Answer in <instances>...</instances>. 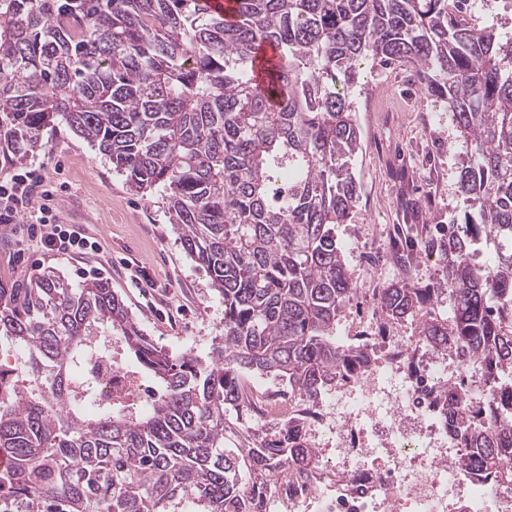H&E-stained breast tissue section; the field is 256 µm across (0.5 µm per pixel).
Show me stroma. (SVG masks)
Masks as SVG:
<instances>
[{
	"label": "stroma",
	"mask_w": 512,
	"mask_h": 512,
	"mask_svg": "<svg viewBox=\"0 0 512 512\" xmlns=\"http://www.w3.org/2000/svg\"><path fill=\"white\" fill-rule=\"evenodd\" d=\"M349 98L361 133L352 161L360 193L337 234L358 290L341 314L339 333L362 336L388 327L411 336L413 325L385 318L374 291L397 281L438 287V257L423 245L459 211L458 174L470 146L446 105L428 95L412 70L366 69ZM34 163L56 189L62 221L95 238L100 251L62 257L32 249L20 258L13 236L2 232L0 286L28 288L50 271L75 286L107 279L147 336L171 352L208 358L224 301L185 255L159 192L131 193L108 160L64 128L47 135ZM140 269L149 284L132 281Z\"/></svg>",
	"instance_id": "35a3bbf8"
}]
</instances>
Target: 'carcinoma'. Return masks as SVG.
<instances>
[{"label":"carcinoma","mask_w":512,"mask_h":512,"mask_svg":"<svg viewBox=\"0 0 512 512\" xmlns=\"http://www.w3.org/2000/svg\"><path fill=\"white\" fill-rule=\"evenodd\" d=\"M0 0V170L65 125L136 194L164 193L189 259L224 299L208 360L153 343L104 279L49 273L0 288V336L31 352L27 384L0 400V512H248L267 448H226L240 384L274 377L316 403L368 359L337 335L357 291L336 226L360 187L347 92L361 61L415 70L470 145L464 209L431 240L442 287L395 283L380 307L428 345L483 365L503 395L485 426L466 392L440 412L462 465L512 464V37L477 27L469 0ZM264 43L276 60L258 82ZM487 255L473 260L475 247ZM448 295L450 313L428 306ZM127 350L160 396L99 406L84 363ZM279 460L309 463L296 424Z\"/></svg>","instance_id":"cac0c4a2"}]
</instances>
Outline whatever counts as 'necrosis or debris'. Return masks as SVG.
<instances>
[{"instance_id":"1","label":"necrosis or debris","mask_w":512,"mask_h":512,"mask_svg":"<svg viewBox=\"0 0 512 512\" xmlns=\"http://www.w3.org/2000/svg\"><path fill=\"white\" fill-rule=\"evenodd\" d=\"M372 360L337 385L325 403L307 407L249 384L238 403L239 443L263 442L282 419L295 420L316 455L314 467H273L251 496L261 512H512V480L466 470V450L438 401L459 381L469 386L470 414L497 409L478 367L414 336H358ZM100 403L147 409L150 386L114 357L92 360Z\"/></svg>"}]
</instances>
